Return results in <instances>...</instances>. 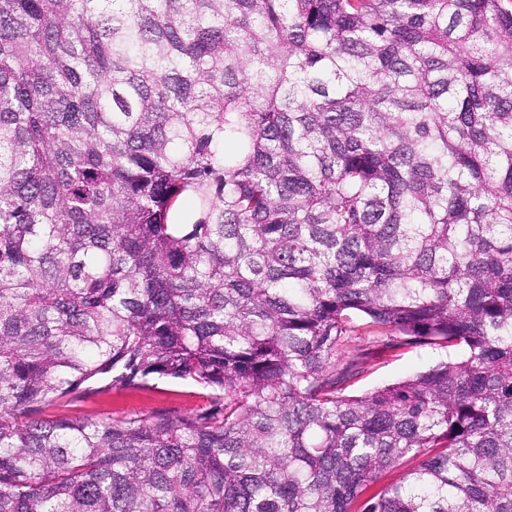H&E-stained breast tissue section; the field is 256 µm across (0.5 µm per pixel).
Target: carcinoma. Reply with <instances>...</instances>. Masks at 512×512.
Here are the masks:
<instances>
[{"label":"carcinoma","instance_id":"carcinoma-1","mask_svg":"<svg viewBox=\"0 0 512 512\" xmlns=\"http://www.w3.org/2000/svg\"><path fill=\"white\" fill-rule=\"evenodd\" d=\"M2 412L0 512H512V0H0ZM364 321L354 320L353 336L366 346L364 372L350 388L354 394H362L378 386L404 380L418 372L425 371L438 360L457 358L461 351L446 352L438 347H417L392 350L382 345L383 342L369 343L371 336H383L372 332ZM147 387L111 390L79 397L64 405L50 406L46 416H77L101 419L138 420L163 410L195 411L207 401V391L189 381L152 380Z\"/></svg>","mask_w":512,"mask_h":512}]
</instances>
